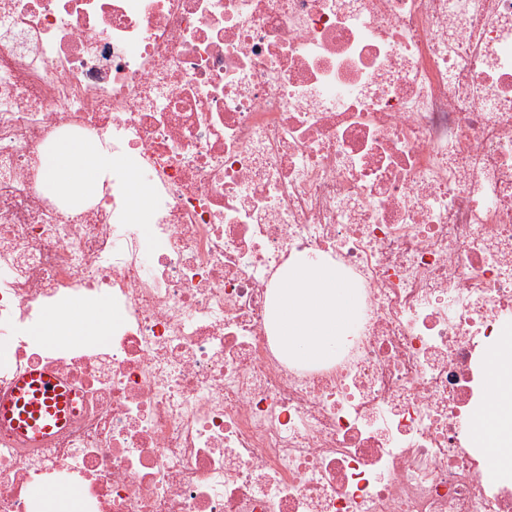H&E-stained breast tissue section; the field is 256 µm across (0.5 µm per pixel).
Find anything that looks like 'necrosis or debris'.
I'll return each mask as SVG.
<instances>
[{
  "label": "necrosis or debris",
  "mask_w": 512,
  "mask_h": 512,
  "mask_svg": "<svg viewBox=\"0 0 512 512\" xmlns=\"http://www.w3.org/2000/svg\"><path fill=\"white\" fill-rule=\"evenodd\" d=\"M66 136L101 199L40 191ZM304 255L361 291L328 365L272 334ZM100 302L107 336L34 338ZM507 328L512 0H0V390L72 394L40 444L0 425V512H512L467 436ZM127 197L134 223L149 224L150 222V191L147 184L135 170H128L125 180Z\"/></svg>",
  "instance_id": "necrosis-or-debris-1"
}]
</instances>
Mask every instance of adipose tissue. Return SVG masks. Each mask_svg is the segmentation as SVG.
Masks as SVG:
<instances>
[{
	"label": "adipose tissue",
	"instance_id": "1",
	"mask_svg": "<svg viewBox=\"0 0 512 512\" xmlns=\"http://www.w3.org/2000/svg\"><path fill=\"white\" fill-rule=\"evenodd\" d=\"M43 190L66 196L100 198L103 172L111 155L90 140H62L51 149ZM360 297L335 266L308 258L288 268L272 291V330L280 350L304 362L334 358L355 325ZM109 323L91 308L70 307L49 313L41 333L57 341L106 335ZM487 403L475 413L473 433L512 478V335L502 336L488 354Z\"/></svg>",
	"mask_w": 512,
	"mask_h": 512
}]
</instances>
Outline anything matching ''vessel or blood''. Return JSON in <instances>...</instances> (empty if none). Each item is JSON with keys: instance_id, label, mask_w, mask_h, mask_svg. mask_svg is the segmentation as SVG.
Returning a JSON list of instances; mask_svg holds the SVG:
<instances>
[{"instance_id": "vessel-or-blood-1", "label": "vessel or blood", "mask_w": 512, "mask_h": 512, "mask_svg": "<svg viewBox=\"0 0 512 512\" xmlns=\"http://www.w3.org/2000/svg\"><path fill=\"white\" fill-rule=\"evenodd\" d=\"M70 397L54 372H20L11 389L0 395V423L10 426L19 438L41 442L64 424Z\"/></svg>"}]
</instances>
